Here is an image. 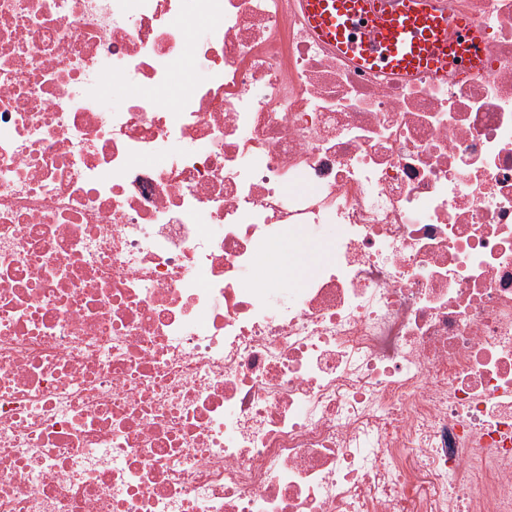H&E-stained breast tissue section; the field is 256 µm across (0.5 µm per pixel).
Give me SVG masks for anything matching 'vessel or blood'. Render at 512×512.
<instances>
[{
    "label": "vessel or blood",
    "instance_id": "obj_1",
    "mask_svg": "<svg viewBox=\"0 0 512 512\" xmlns=\"http://www.w3.org/2000/svg\"><path fill=\"white\" fill-rule=\"evenodd\" d=\"M302 7L314 35L363 69L397 77L476 71L489 53L478 29L464 18L449 22L434 0H303Z\"/></svg>",
    "mask_w": 512,
    "mask_h": 512
}]
</instances>
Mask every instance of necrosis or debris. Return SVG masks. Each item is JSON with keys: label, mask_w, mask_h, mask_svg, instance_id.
Segmentation results:
<instances>
[{"label": "necrosis or debris", "mask_w": 512, "mask_h": 512, "mask_svg": "<svg viewBox=\"0 0 512 512\" xmlns=\"http://www.w3.org/2000/svg\"><path fill=\"white\" fill-rule=\"evenodd\" d=\"M437 5L480 72L299 0H0V512H512V0ZM302 7L314 35L362 69L397 77L460 66L478 71L489 53L465 18L449 39L448 18L434 0H303ZM270 266L294 270L301 278L314 268L313 249L309 244L280 248L273 253Z\"/></svg>", "instance_id": "obj_1"}]
</instances>
